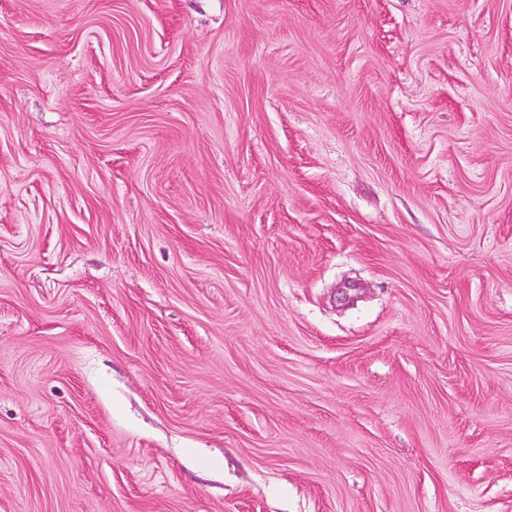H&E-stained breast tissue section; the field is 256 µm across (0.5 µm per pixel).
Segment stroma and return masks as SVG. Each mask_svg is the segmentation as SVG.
Wrapping results in <instances>:
<instances>
[{"instance_id":"stroma-1","label":"stroma","mask_w":512,"mask_h":512,"mask_svg":"<svg viewBox=\"0 0 512 512\" xmlns=\"http://www.w3.org/2000/svg\"><path fill=\"white\" fill-rule=\"evenodd\" d=\"M0 512H512V0H0Z\"/></svg>"}]
</instances>
